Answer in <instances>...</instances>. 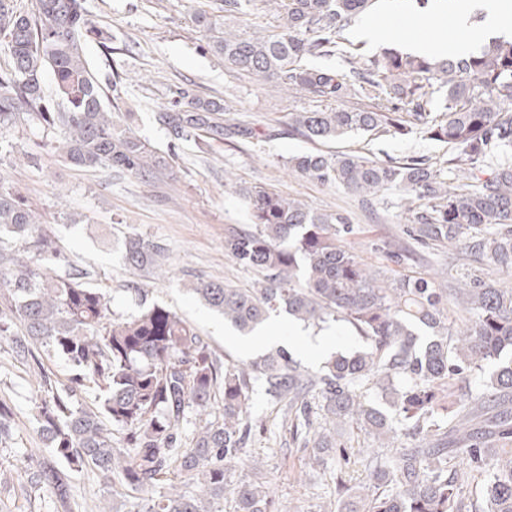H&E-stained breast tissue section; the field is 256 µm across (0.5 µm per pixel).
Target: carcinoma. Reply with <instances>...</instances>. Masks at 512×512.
I'll return each instance as SVG.
<instances>
[{"label":"carcinoma","mask_w":512,"mask_h":512,"mask_svg":"<svg viewBox=\"0 0 512 512\" xmlns=\"http://www.w3.org/2000/svg\"><path fill=\"white\" fill-rule=\"evenodd\" d=\"M255 2L220 0V14L198 10L193 21L206 32L204 50L225 69L317 103L288 113V130L314 143L418 133L448 144V156L434 162L319 150L288 158V169L407 210L413 240L462 241L481 267L465 268L448 288L430 272L386 276L340 244L354 232L347 216L314 211L262 184L242 186L252 229L229 231L224 249L258 272L261 286L199 279L190 291L243 332L283 310L306 327L345 322L365 345L330 356L316 371L280 345L257 361L225 366L194 326L148 302L143 288L129 289L138 312L115 316L90 275L72 271L29 200L0 184V340L13 362L39 372L34 419L63 465L55 471L29 460L26 485L60 494L68 473L91 465L108 486L125 490L101 512H224L231 463L257 427L249 401L258 381L294 431L313 434L312 466L347 452L325 435L327 423L354 422L379 447L395 449L367 460L369 487L338 482L334 512H469L475 505L465 479L482 475L481 512H512V285L484 272L512 270V38L438 60L383 48L363 64L346 34L376 0H261L274 24L250 32ZM2 35L11 66L0 71V127L22 119L35 136L59 134L60 156L75 167L141 176L166 165L103 101L108 85L119 99L120 79L91 69L83 41L107 49L112 35L92 23L84 0H37L32 14L0 0ZM332 58L336 66L323 65ZM47 68L55 76L50 95L41 81ZM346 98L358 103L333 106ZM229 111L182 85L159 121L173 149L203 131L255 138L252 127L216 124L214 115ZM164 253L149 238L122 240L124 263L135 271L155 269ZM45 357L69 366L66 380L51 379ZM489 363V378L472 385L471 373ZM373 387L386 407L367 400ZM310 396L319 402L315 417ZM217 397L222 413L202 418ZM190 412L199 421L186 447ZM12 422L0 399V445ZM403 430L419 444L396 446ZM174 469L195 493L167 485ZM233 496L234 512H279L256 464Z\"/></svg>","instance_id":"1"}]
</instances>
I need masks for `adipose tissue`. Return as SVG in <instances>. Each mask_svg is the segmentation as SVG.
<instances>
[{
	"label": "adipose tissue",
	"mask_w": 512,
	"mask_h": 512,
	"mask_svg": "<svg viewBox=\"0 0 512 512\" xmlns=\"http://www.w3.org/2000/svg\"><path fill=\"white\" fill-rule=\"evenodd\" d=\"M483 15L481 27H473L474 12ZM454 22L467 37L460 43V50H468L481 45L487 40L489 33L500 36H512V6L506 0H457L453 7Z\"/></svg>",
	"instance_id": "1"
}]
</instances>
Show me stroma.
Here are the masks:
<instances>
[{
    "mask_svg": "<svg viewBox=\"0 0 512 512\" xmlns=\"http://www.w3.org/2000/svg\"><path fill=\"white\" fill-rule=\"evenodd\" d=\"M212 4L213 0H85L90 19L112 34L110 51L91 40L86 53L97 73H119L121 112L130 113L138 135L158 148L168 143L158 114L167 107L171 89L186 84L200 97L233 105V112L216 114L218 124L248 125L261 132V140L232 144L206 134L181 144L167 167L134 177L112 168L84 170L64 163L55 147V135L33 137L26 122L0 128V181L33 203L74 267L90 272L94 284L106 290L115 314L126 316L137 309L134 296L127 291L132 275L123 262L120 238L130 233L153 239L166 248L168 272L142 274L149 301L164 304L193 323L224 364L250 361V354L234 342V329L189 293L188 287L200 278L237 288L254 287L257 274L237 264L224 249L228 229L251 226L237 189L254 184L299 199L312 209L347 215L358 227L349 246L384 272L423 270L432 262L443 270L446 281H454L467 264L460 248H437L410 239L402 209L368 213L342 190L288 172V157L318 146L290 134L285 115L312 108L313 103L239 77L225 70L222 60L204 52V34L191 16ZM370 22L375 25L374 33L359 44L367 56L388 44L410 51L415 38L432 36L451 43L459 38L448 0H429L424 8L417 0H378L373 10L357 20L361 26ZM318 148L362 151L380 161L440 156L448 151L447 144L415 134L370 142L354 136ZM28 153L34 154V163H26ZM385 241L409 248L410 259L390 262L378 250ZM0 398L11 406L14 418L12 439L7 447H0V512H100L103 481L90 466L71 474L65 500H55L42 489L22 491L21 460L34 455L48 463L52 456L33 419L40 399L38 386L25 367L11 363L3 346ZM251 413L260 427L232 476L248 475L250 461L258 460L280 512H329L336 499L337 480L353 487L366 484L367 469L359 451L371 447L374 439L356 425L338 429L339 441L349 449L348 457L334 453L323 467L312 468L307 464L309 446L283 428L279 407L263 389L254 390Z\"/></svg>",
    "mask_w": 512,
    "mask_h": 512,
    "instance_id": "obj_1",
    "label": "stroma"
}]
</instances>
